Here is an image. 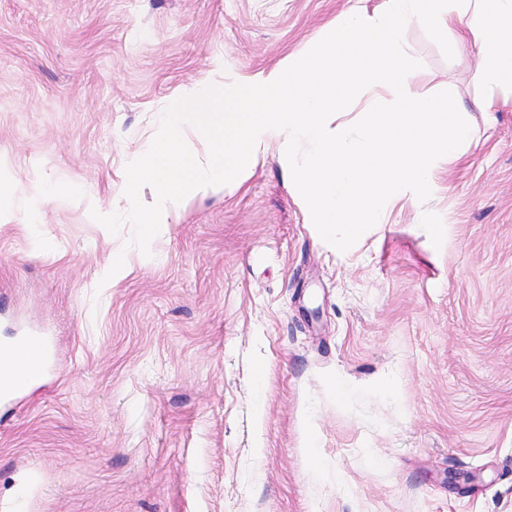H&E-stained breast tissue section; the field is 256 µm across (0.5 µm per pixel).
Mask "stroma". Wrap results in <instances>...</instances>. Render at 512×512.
Wrapping results in <instances>:
<instances>
[{
	"label": "stroma",
	"instance_id": "stroma-1",
	"mask_svg": "<svg viewBox=\"0 0 512 512\" xmlns=\"http://www.w3.org/2000/svg\"><path fill=\"white\" fill-rule=\"evenodd\" d=\"M379 0H0V342L47 335L0 401V512H512V103L407 32L413 85L474 141L417 223L317 233L276 145L127 247L125 166L194 85L302 57ZM70 185V195L36 187ZM124 255L120 275L107 272Z\"/></svg>",
	"mask_w": 512,
	"mask_h": 512
}]
</instances>
